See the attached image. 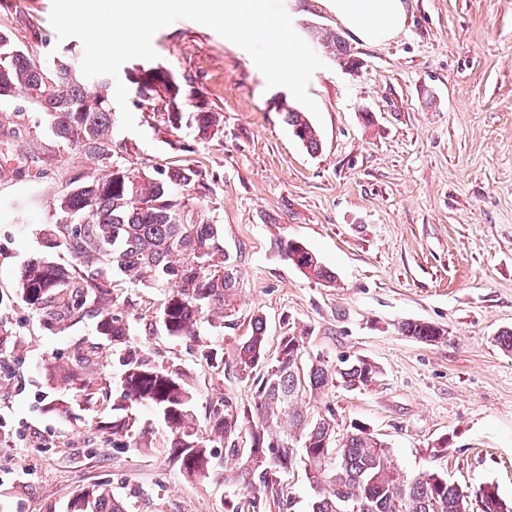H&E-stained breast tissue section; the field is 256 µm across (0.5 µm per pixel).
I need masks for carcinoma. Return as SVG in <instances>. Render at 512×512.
Segmentation results:
<instances>
[{
    "label": "carcinoma",
    "mask_w": 512,
    "mask_h": 512,
    "mask_svg": "<svg viewBox=\"0 0 512 512\" xmlns=\"http://www.w3.org/2000/svg\"><path fill=\"white\" fill-rule=\"evenodd\" d=\"M322 51L343 65H354L350 45L332 30L316 32ZM79 57L58 65L53 89L43 73L4 33L0 32V99L14 92L36 93L37 105L60 141L96 160L106 173L74 179L54 201L56 220L40 230L45 250L65 253L71 264L43 259L22 270L18 291L22 301L40 317L43 326L65 332L85 318L96 320L98 335L122 350L117 390L107 387L89 356L79 357L80 370L66 372L67 399L51 401L47 410L66 411L97 405L112 412L99 430L112 440H126L133 450L161 448L180 465L187 478L212 474L207 449L220 447L236 461L224 470V483L246 492L226 502L225 512H267L290 508L282 476L302 453L312 490L310 512H344L341 504L358 505L359 512H469L470 494L434 468L417 474L402 469L388 443L365 426L339 430L336 412L327 406L310 415L302 410L306 396L323 393L336 384L361 390L375 382L380 368L365 358L345 359L335 366L322 357L310 358L305 335L286 331L274 354L267 351L263 317L255 314L251 331L233 345L230 361L212 348L202 357L214 379L226 374L248 382L251 396L238 400L221 396L211 407L206 424L193 411L194 393L178 368L157 364L131 345L130 325L120 310L115 289L154 288L160 303L154 321L169 337H198L204 316L212 327L238 312L241 272L224 249L221 225L199 219L189 190L206 189L203 172L175 167L152 174L134 172L120 161L112 139V103L107 94L112 78L84 79ZM142 101L164 115L167 127L187 126L206 139L219 131L220 114L180 108L182 86L168 70L140 67L130 74ZM279 109L294 136L308 149L319 146V133L308 113L280 102ZM278 253L306 278L330 287L336 273L304 243L274 239ZM401 334L423 343L445 339L446 330L426 321H404ZM146 406L163 423L155 435L151 426L139 427L132 411ZM249 431L250 446H239L240 433ZM480 512H512L487 484L475 492ZM67 512H127L112 498L107 484L94 482L74 492Z\"/></svg>",
    "instance_id": "carcinoma-1"
}]
</instances>
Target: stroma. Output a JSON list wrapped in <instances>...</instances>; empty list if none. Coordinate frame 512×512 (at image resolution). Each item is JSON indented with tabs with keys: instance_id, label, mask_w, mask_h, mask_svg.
Listing matches in <instances>:
<instances>
[{
	"instance_id": "stroma-1",
	"label": "stroma",
	"mask_w": 512,
	"mask_h": 512,
	"mask_svg": "<svg viewBox=\"0 0 512 512\" xmlns=\"http://www.w3.org/2000/svg\"><path fill=\"white\" fill-rule=\"evenodd\" d=\"M297 33L306 25L345 33L324 0H282ZM406 21L392 40L369 45L345 33L357 60L325 57L309 92L323 122L308 151L278 110L286 90L267 88L249 54L210 28L180 19L153 37L157 66L182 83L186 112L220 113L215 136L167 128L159 113L129 96L137 132L112 137L127 168L151 172L189 165L206 174L200 205L221 224L224 246L241 271L239 311L217 331L199 324L200 341L149 329L152 288L125 287L131 340L159 362L178 365L205 418L220 394L247 398L228 377L215 391L200 344L231 352L253 314L266 320L268 350L287 328L310 329L306 347L330 363L362 356L379 366L363 390L336 387L306 400L331 406L342 425L357 422L385 439L415 474L436 466L472 493L495 485L512 499V352L496 342L512 329V0H405ZM51 0H0L7 32L46 76L58 49ZM101 168L47 129L28 96L0 100V512H66L69 497L95 481L112 485L129 512H224L223 480L188 479L167 454L114 446L97 423L102 409L75 416L44 412L63 384L48 362L66 364L96 346L103 377L121 366L96 322L52 334L14 294L32 259L47 255L39 231L56 195ZM306 244L338 282L308 280L274 248L275 236ZM406 320L436 323L445 340L401 335ZM447 439L441 459L432 444Z\"/></svg>"
}]
</instances>
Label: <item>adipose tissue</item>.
Returning a JSON list of instances; mask_svg holds the SVG:
<instances>
[{"label": "adipose tissue", "instance_id": "obj_1", "mask_svg": "<svg viewBox=\"0 0 512 512\" xmlns=\"http://www.w3.org/2000/svg\"><path fill=\"white\" fill-rule=\"evenodd\" d=\"M341 24L367 44H381L402 31L403 0H326Z\"/></svg>", "mask_w": 512, "mask_h": 512}]
</instances>
